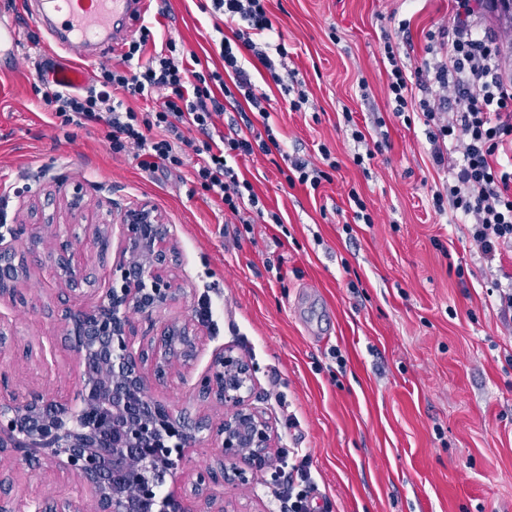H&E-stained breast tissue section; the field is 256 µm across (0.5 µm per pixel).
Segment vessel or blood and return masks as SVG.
<instances>
[{"label":"vessel or blood","mask_w":512,"mask_h":512,"mask_svg":"<svg viewBox=\"0 0 512 512\" xmlns=\"http://www.w3.org/2000/svg\"><path fill=\"white\" fill-rule=\"evenodd\" d=\"M148 0H30L31 19L45 35L50 51L80 58V65L45 66L42 76L53 85L79 88L88 82L87 60L123 45L121 25L138 18Z\"/></svg>","instance_id":"1"}]
</instances>
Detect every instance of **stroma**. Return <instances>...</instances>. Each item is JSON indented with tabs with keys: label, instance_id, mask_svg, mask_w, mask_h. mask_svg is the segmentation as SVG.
<instances>
[{
	"label": "stroma",
	"instance_id": "35a3bbf8",
	"mask_svg": "<svg viewBox=\"0 0 512 512\" xmlns=\"http://www.w3.org/2000/svg\"><path fill=\"white\" fill-rule=\"evenodd\" d=\"M204 2L151 0L144 18L219 70L211 39L223 17ZM27 9L28 0H0V18L21 26L14 69L0 75V204L11 224H92L144 203L170 224L189 294L170 314L197 317L206 299L214 313L200 323L205 344L190 373L151 379L152 393L219 424L223 407L201 399L196 382L229 347L254 368L251 402L274 430L269 463L311 459L310 512H512V322L491 284L512 273V255L488 268L468 225L434 211L445 175L432 165L424 126L392 114L380 53L385 37L401 38L408 65H420L430 33L448 25L449 0H269L309 106L286 111L269 74L256 71L270 117L249 118L258 132L271 125L288 153L315 160L327 147L339 168L312 190L289 185L262 153L236 159L238 175L283 220L249 233L194 183L191 167L145 171L112 153L99 126L52 123L32 89L39 31ZM380 117L390 147L356 165L349 124L371 133ZM77 185L74 213L67 202ZM353 190L374 221L348 232ZM121 245L116 226L106 253L76 246L99 292L111 286ZM19 248L28 276L16 299H0V322L13 327L0 346V396L75 395L83 368L60 335V315L76 300L53 278L48 247ZM219 455L211 441L192 450L179 480L188 504L274 512L281 482L264 468L252 485L235 486ZM199 469L212 472L202 497ZM1 474L0 502L11 512L69 491L35 460Z\"/></svg>",
	"mask_w": 512,
	"mask_h": 512
}]
</instances>
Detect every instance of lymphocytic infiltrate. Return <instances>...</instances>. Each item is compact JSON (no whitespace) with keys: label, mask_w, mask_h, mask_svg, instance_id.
<instances>
[{"label":"lymphocytic infiltrate","mask_w":512,"mask_h":512,"mask_svg":"<svg viewBox=\"0 0 512 512\" xmlns=\"http://www.w3.org/2000/svg\"><path fill=\"white\" fill-rule=\"evenodd\" d=\"M210 2L212 13L223 15L231 30L218 44L223 71L204 67L195 53L161 40L144 24L138 37L126 42L120 63L100 64L87 88L71 91L44 83L33 91L59 127L97 124L112 153L130 156L146 170L191 167L200 188L244 228L257 217L277 224L280 216L266 211L252 183L235 174L229 159L257 151L282 154L287 182L313 189L330 180L339 164L324 146L319 166L286 155L269 126L260 133L235 129L212 136L215 118L226 106L261 104L245 60H257L272 72L288 51L284 43L271 41L275 28L265 0ZM452 2L448 28L439 34V55L423 59L415 70H408L399 44L384 41L388 96L396 117L427 127L433 163L448 175L432 195L435 212L469 225L472 244L491 263L500 259L503 247H512V159L500 160L512 147V73L502 66V37L483 27L484 0ZM431 84L447 94L449 108L412 101L414 87ZM154 92L160 102L147 110L123 102ZM193 130L199 139L190 138Z\"/></svg>","instance_id":"f902f5d3"}]
</instances>
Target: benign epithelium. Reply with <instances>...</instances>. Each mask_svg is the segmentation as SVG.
<instances>
[{"label":"benign epithelium","mask_w":512,"mask_h":512,"mask_svg":"<svg viewBox=\"0 0 512 512\" xmlns=\"http://www.w3.org/2000/svg\"><path fill=\"white\" fill-rule=\"evenodd\" d=\"M121 226L120 277L96 304L77 305L61 316L62 338L83 366L75 400L49 399L35 390L0 399V468L22 451L79 484L77 495L44 497L34 512H86V495L93 512H193L174 490L162 494L160 487L168 478L177 481L189 450L204 442V426L156 399L146 368L157 374L191 369L203 336L193 319L174 320L148 349L133 351L131 315L151 322L187 293L177 282L172 234L161 215L142 204L124 213ZM111 230L112 221L104 217L93 225L92 245L102 254ZM25 233L32 248L44 243L39 224L0 232V299L15 298L13 284L27 274L15 247ZM53 238L56 280L70 294L85 296L93 282L72 249L78 234L68 228ZM253 380L250 364L230 350L216 353L198 380L204 397L227 410L216 440L240 485L254 481L273 439L272 426L250 402Z\"/></svg>","instance_id":"benign-epithelium-1"}]
</instances>
